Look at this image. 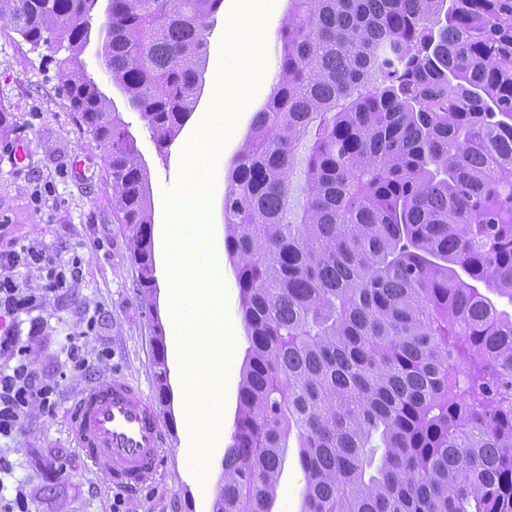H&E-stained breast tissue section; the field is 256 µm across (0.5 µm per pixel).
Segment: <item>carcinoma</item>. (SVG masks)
I'll list each match as a JSON object with an SVG mask.
<instances>
[{
  "label": "carcinoma",
  "mask_w": 512,
  "mask_h": 512,
  "mask_svg": "<svg viewBox=\"0 0 512 512\" xmlns=\"http://www.w3.org/2000/svg\"><path fill=\"white\" fill-rule=\"evenodd\" d=\"M97 2L0 19L65 51L151 313L148 168L82 58ZM108 2L100 67L162 150L223 0ZM223 217L249 348L212 512H271L292 435L301 512H512V0H289Z\"/></svg>",
  "instance_id": "1"
}]
</instances>
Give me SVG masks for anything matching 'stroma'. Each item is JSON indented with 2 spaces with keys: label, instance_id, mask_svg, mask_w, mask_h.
<instances>
[{
  "label": "stroma",
  "instance_id": "stroma-1",
  "mask_svg": "<svg viewBox=\"0 0 512 512\" xmlns=\"http://www.w3.org/2000/svg\"><path fill=\"white\" fill-rule=\"evenodd\" d=\"M288 0H224L207 36L204 87L195 112L166 149H158L138 112L108 84L93 51H85L87 69L118 109L136 139L152 185L153 249L158 290L157 319H150L130 256V232L112 212V179L105 151L82 127L60 88L47 47L32 48L0 23V107L10 111L0 129V252L20 246L53 251L59 259H83V278L49 296L22 315L21 339L31 367L56 384L53 413L31 408L11 438L0 440V456L25 479L29 512H112L116 490L106 460L88 461L68 420L80 395L113 379L138 385L157 398L154 330L162 328L165 363L173 393L170 413L162 414L165 439L161 468L152 482L125 491L127 512H212L224 478V449H209L200 460L189 446L184 412L195 388L182 374L175 337L174 280L169 268L166 197L189 178L193 160H203L210 178L209 237L213 258L225 264L224 191L230 162L251 119L266 102L273 82L272 53ZM224 127L221 149L196 143L200 125ZM51 191L35 200L37 186ZM100 315L95 335L82 337L92 371L70 372L59 353L63 336L81 335L84 312ZM232 348L224 365L220 405L224 431L232 433L238 388L248 340L239 314L232 270L224 272V313ZM106 358H99L100 350ZM296 446L285 450L271 512H300L304 475Z\"/></svg>",
  "mask_w": 512,
  "mask_h": 512
}]
</instances>
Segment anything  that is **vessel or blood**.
I'll return each mask as SVG.
<instances>
[{
    "mask_svg": "<svg viewBox=\"0 0 512 512\" xmlns=\"http://www.w3.org/2000/svg\"><path fill=\"white\" fill-rule=\"evenodd\" d=\"M71 427L88 460H109L112 486L135 489L156 475L163 444L160 416L154 400L129 381L88 388L72 410Z\"/></svg>",
    "mask_w": 512,
    "mask_h": 512,
    "instance_id": "1",
    "label": "vessel or blood"
}]
</instances>
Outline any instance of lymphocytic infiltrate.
<instances>
[{
    "label": "lymphocytic infiltrate",
    "mask_w": 512,
    "mask_h": 512,
    "mask_svg": "<svg viewBox=\"0 0 512 512\" xmlns=\"http://www.w3.org/2000/svg\"><path fill=\"white\" fill-rule=\"evenodd\" d=\"M36 267L44 271L40 288L21 287L13 275L14 269ZM0 356H11L15 364L0 369V437H10L21 418L32 406L45 413L55 409L56 389L31 369L26 359V346L21 345L16 323L20 313L42 303L46 297L70 287L83 275L80 257L60 261L45 249L24 246L20 250L0 254Z\"/></svg>",
    "instance_id": "1"
}]
</instances>
